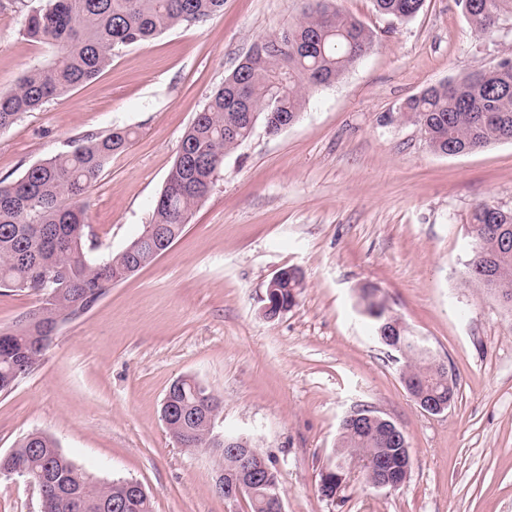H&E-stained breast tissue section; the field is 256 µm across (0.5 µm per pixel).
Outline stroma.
Segmentation results:
<instances>
[{
  "label": "stroma",
  "mask_w": 512,
  "mask_h": 512,
  "mask_svg": "<svg viewBox=\"0 0 512 512\" xmlns=\"http://www.w3.org/2000/svg\"><path fill=\"white\" fill-rule=\"evenodd\" d=\"M43 2L0 0V92L53 55L22 33ZM306 5L224 0L204 23L116 48L91 82L0 133V179L86 135L134 131L85 199L95 256L121 251L149 224L211 93ZM338 5L373 31L372 51L311 92L294 125L256 128L181 239L59 329L39 365L0 393V454L38 431L83 471L138 481L153 512H249L215 491L218 458L182 448L161 419L170 384L189 375L222 401L215 434L246 436L269 458L284 512H512V310L463 275L473 208L512 211V143L444 156L418 126L385 121L428 86L512 54V15L485 34L456 0H424L406 21L373 0ZM284 268L302 275L297 303L269 320L266 288ZM366 283L452 371L444 412L410 397L403 355L373 337ZM358 408L406 436L400 487L371 486L340 448L341 422ZM336 468L341 485L323 496L321 477ZM0 512H41L37 488L0 477Z\"/></svg>",
  "instance_id": "stroma-1"
}]
</instances>
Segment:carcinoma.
<instances>
[{"label":"carcinoma","mask_w":512,"mask_h":512,"mask_svg":"<svg viewBox=\"0 0 512 512\" xmlns=\"http://www.w3.org/2000/svg\"><path fill=\"white\" fill-rule=\"evenodd\" d=\"M424 0H375L378 11L398 20L418 14ZM469 23L491 33L501 16L512 13V0H460ZM224 0H46L25 18L23 34L54 49L53 61L27 70L16 88L0 94V132L18 118L42 109L69 90L92 80L121 45L146 41L181 24H197L222 12ZM373 46V35L361 21L340 10L335 0H310L297 22L255 42L244 60L210 97L184 134L165 186L155 201L150 224L165 241L163 250L184 233L196 204L211 191L224 157L252 132L238 126V114L254 112L271 134L285 119H299L309 92L335 82ZM496 73L476 71L433 85L412 97L397 121L417 125L428 147L446 155L464 154L493 143L512 142V57L499 61ZM133 132L116 128L104 136H87L67 151L32 165L11 182L0 180V286L44 291L38 308L9 326H0V393L34 369L41 355L38 336L52 327L58 311L94 307L131 265L154 260L149 251L125 250L101 260L85 248L87 217L84 197L112 156L126 150ZM473 241L465 264V282L512 306V211L478 204L470 219ZM273 311L297 303L293 274L280 281ZM364 313L380 334L387 307L375 288H362ZM405 374L426 379L438 375L435 360L405 344ZM171 398L193 413H203L204 400L191 385ZM168 432L187 448H212L201 425L192 429L173 421ZM341 447L366 462L368 477H383L385 464H397V452L371 428L365 433L345 426ZM14 457L36 468L50 467L60 492L52 512H112V500L125 502L124 512H152L148 498L100 481L66 456L55 440L32 432L20 440ZM244 495L250 512H266L275 492L276 473Z\"/></svg>","instance_id":"carcinoma-1"}]
</instances>
